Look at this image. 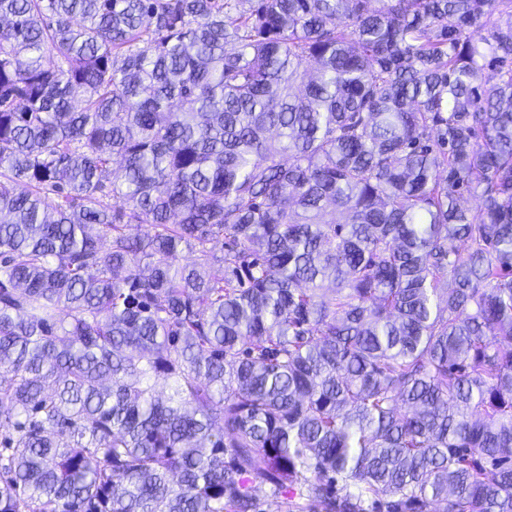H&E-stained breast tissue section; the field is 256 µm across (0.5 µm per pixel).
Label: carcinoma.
I'll return each instance as SVG.
<instances>
[{
    "mask_svg": "<svg viewBox=\"0 0 512 512\" xmlns=\"http://www.w3.org/2000/svg\"><path fill=\"white\" fill-rule=\"evenodd\" d=\"M256 484L512 512V0H0V512Z\"/></svg>",
    "mask_w": 512,
    "mask_h": 512,
    "instance_id": "cac0c4a2",
    "label": "carcinoma"
}]
</instances>
